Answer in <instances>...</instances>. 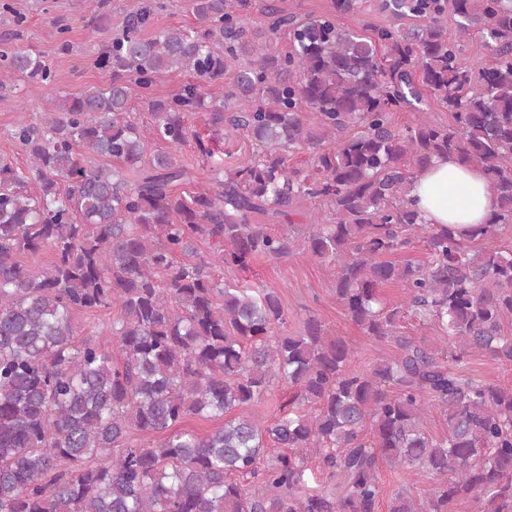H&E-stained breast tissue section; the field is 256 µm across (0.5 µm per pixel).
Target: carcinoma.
I'll list each match as a JSON object with an SVG mask.
<instances>
[{
	"mask_svg": "<svg viewBox=\"0 0 512 512\" xmlns=\"http://www.w3.org/2000/svg\"><path fill=\"white\" fill-rule=\"evenodd\" d=\"M106 2L89 11L92 31L112 33L99 58L111 81L15 128L26 169L0 162V512H377L380 457L436 481L424 496L396 493L390 512H449L460 498L512 512V388L460 370L472 353L512 365V246L474 247L512 232V0H378L415 23L355 29L264 0L262 43L251 0H191L198 27L149 37L153 0L115 28ZM473 33L491 66L462 58L458 40ZM173 70L193 81L154 97ZM230 70L228 89L213 90ZM50 74L38 55L0 50V89ZM426 92L451 121L397 129L394 113L423 112ZM136 96L170 150L142 138ZM238 99L255 107L231 111ZM191 112L255 155L227 167L195 138L210 172L198 184L177 155ZM302 149L306 173L288 166ZM436 156L485 171L496 210L467 236L407 204ZM308 199L333 221L299 241L280 220ZM417 241L425 261L390 260ZM43 248L53 260L34 274L19 257ZM298 248L338 268L336 299L366 335L395 340L397 360L351 370L350 346L314 316L278 336L287 317L275 291L213 271ZM387 284L402 287V304L384 305ZM115 306L112 347L78 339L75 312ZM406 309L455 343L451 363L425 338L396 334ZM277 379L296 391L265 425L247 408ZM433 405L448 417L439 438L422 429ZM189 416L224 423L207 435L176 429ZM134 432L159 441L133 444ZM315 467L337 494L306 492Z\"/></svg>",
	"mask_w": 512,
	"mask_h": 512,
	"instance_id": "1",
	"label": "carcinoma"
}]
</instances>
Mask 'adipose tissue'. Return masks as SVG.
Returning <instances> with one entry per match:
<instances>
[{
    "label": "adipose tissue",
    "mask_w": 512,
    "mask_h": 512,
    "mask_svg": "<svg viewBox=\"0 0 512 512\" xmlns=\"http://www.w3.org/2000/svg\"><path fill=\"white\" fill-rule=\"evenodd\" d=\"M407 198L425 223L461 234L486 223L495 208L484 171L452 156L433 158L413 180Z\"/></svg>",
    "instance_id": "adipose-tissue-1"
}]
</instances>
